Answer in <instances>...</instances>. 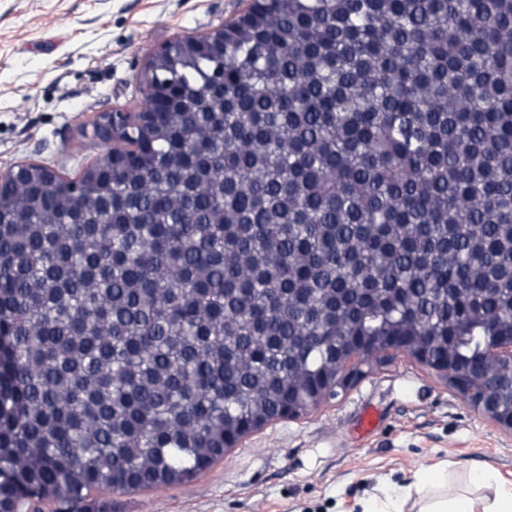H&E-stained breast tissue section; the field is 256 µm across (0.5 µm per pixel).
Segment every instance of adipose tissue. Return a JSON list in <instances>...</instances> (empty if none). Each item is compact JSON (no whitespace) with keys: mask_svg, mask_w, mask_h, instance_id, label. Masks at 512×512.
Segmentation results:
<instances>
[{"mask_svg":"<svg viewBox=\"0 0 512 512\" xmlns=\"http://www.w3.org/2000/svg\"><path fill=\"white\" fill-rule=\"evenodd\" d=\"M451 482L447 465H435L386 496L364 501L362 512H405L410 503L417 512H512V488L495 469L481 470L471 487L455 490Z\"/></svg>","mask_w":512,"mask_h":512,"instance_id":"obj_1","label":"adipose tissue"}]
</instances>
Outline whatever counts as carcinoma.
<instances>
[{
    "instance_id": "cac0c4a2",
    "label": "carcinoma",
    "mask_w": 512,
    "mask_h": 512,
    "mask_svg": "<svg viewBox=\"0 0 512 512\" xmlns=\"http://www.w3.org/2000/svg\"><path fill=\"white\" fill-rule=\"evenodd\" d=\"M137 146L0 184V512L190 483L355 347L512 335V0H255ZM493 386L512 405V368Z\"/></svg>"
}]
</instances>
